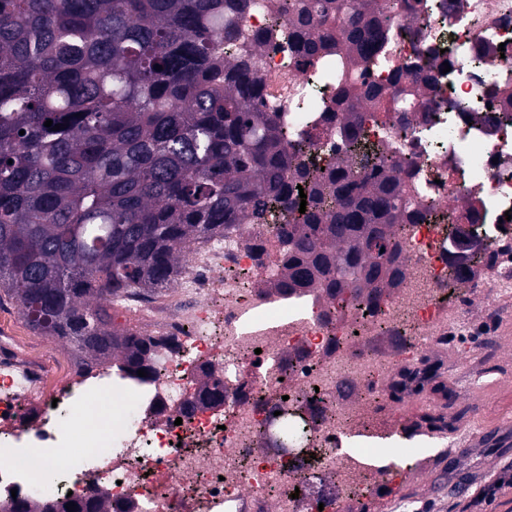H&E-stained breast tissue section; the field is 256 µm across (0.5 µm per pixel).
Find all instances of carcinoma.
<instances>
[{
	"instance_id": "obj_1",
	"label": "carcinoma",
	"mask_w": 512,
	"mask_h": 512,
	"mask_svg": "<svg viewBox=\"0 0 512 512\" xmlns=\"http://www.w3.org/2000/svg\"><path fill=\"white\" fill-rule=\"evenodd\" d=\"M257 6L0 0V304L16 301L87 372L152 375L153 341L115 324L112 303L169 287L191 242L278 210L292 222L278 230L277 287L372 302L404 277L398 227L432 204L358 137L387 91L339 95L345 155L321 170L267 110L256 68L285 36L304 60L334 47L372 62L397 3L286 0L283 22L248 33L240 18ZM13 512L68 510L19 499Z\"/></svg>"
}]
</instances>
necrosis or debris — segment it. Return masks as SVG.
Segmentation results:
<instances>
[{
	"mask_svg": "<svg viewBox=\"0 0 512 512\" xmlns=\"http://www.w3.org/2000/svg\"><path fill=\"white\" fill-rule=\"evenodd\" d=\"M405 66L432 78L425 110L407 127L395 112L362 125L435 204L407 227L403 281L370 305L348 289L282 290L275 232L233 226L201 244L172 294L122 297L152 322L148 381L77 370L50 390L0 339V512L39 487L49 502L106 497L112 512H355L375 483L407 479L405 466L365 469L371 452L358 440L373 434L369 407L421 379L423 353L464 325L439 297L449 225L492 255L497 293L512 294V119L497 97L512 88V0H414L394 14L378 61L345 64L383 85ZM258 75L267 106L310 142L315 166L332 162L338 88L319 60L271 50ZM308 99L318 110L296 124ZM207 377L223 383V402L182 412ZM90 411L93 427L62 421ZM295 421L307 431L302 450L281 438Z\"/></svg>",
	"mask_w": 512,
	"mask_h": 512,
	"instance_id": "1",
	"label": "necrosis or debris"
}]
</instances>
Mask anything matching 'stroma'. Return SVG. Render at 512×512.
<instances>
[{
  "label": "stroma",
  "mask_w": 512,
  "mask_h": 512,
  "mask_svg": "<svg viewBox=\"0 0 512 512\" xmlns=\"http://www.w3.org/2000/svg\"><path fill=\"white\" fill-rule=\"evenodd\" d=\"M466 304L471 331L446 341V365L481 369L492 381L466 393L444 380L429 382L381 404V418L395 429L428 433L420 462L403 486L363 502L360 512H387L389 496L413 501L417 512H512V487L478 501L481 489L500 477L512 478V320H504L490 293L462 288L448 295L449 310ZM0 337L15 338L20 362L39 358L55 371L76 368L67 343L34 332L16 302L0 304Z\"/></svg>",
  "instance_id": "stroma-1"
}]
</instances>
